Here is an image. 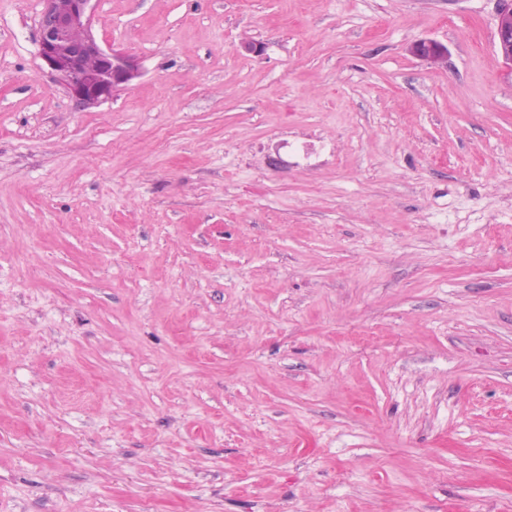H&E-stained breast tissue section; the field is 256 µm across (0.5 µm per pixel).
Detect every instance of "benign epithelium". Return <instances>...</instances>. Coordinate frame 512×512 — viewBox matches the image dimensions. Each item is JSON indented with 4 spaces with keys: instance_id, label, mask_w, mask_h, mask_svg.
<instances>
[{
    "instance_id": "7a95c632",
    "label": "benign epithelium",
    "mask_w": 512,
    "mask_h": 512,
    "mask_svg": "<svg viewBox=\"0 0 512 512\" xmlns=\"http://www.w3.org/2000/svg\"><path fill=\"white\" fill-rule=\"evenodd\" d=\"M39 19V50L42 68L60 81L80 107L111 99L141 76L133 56L102 46L91 31L94 0H43ZM496 47L512 72V0H499ZM409 52L432 64L442 62L448 49L434 40L414 42Z\"/></svg>"
}]
</instances>
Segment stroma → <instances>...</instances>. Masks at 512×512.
<instances>
[{
    "mask_svg": "<svg viewBox=\"0 0 512 512\" xmlns=\"http://www.w3.org/2000/svg\"><path fill=\"white\" fill-rule=\"evenodd\" d=\"M41 10L0 0V512H512L497 0H96L142 74L87 108ZM409 52L413 56L432 64H440L448 53V49L445 45L434 40H419L410 46Z\"/></svg>",
    "mask_w": 512,
    "mask_h": 512,
    "instance_id": "stroma-1",
    "label": "stroma"
}]
</instances>
